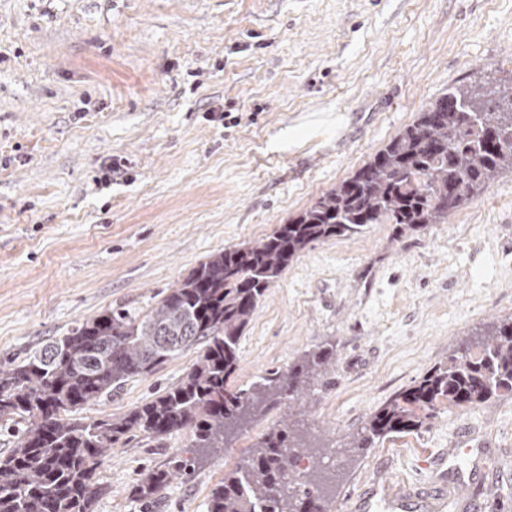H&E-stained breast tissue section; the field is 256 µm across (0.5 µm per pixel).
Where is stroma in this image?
<instances>
[{"label":"stroma","instance_id":"35a3bbf8","mask_svg":"<svg viewBox=\"0 0 512 512\" xmlns=\"http://www.w3.org/2000/svg\"><path fill=\"white\" fill-rule=\"evenodd\" d=\"M512 77V0H0V366L122 306L156 307L224 248L271 234L350 176L448 88ZM512 314V173L447 223L372 224L317 242L260 301L239 345L248 387L334 355L287 418L269 399L195 453L191 430L131 435L98 469L93 512H206L224 473L288 426L328 507L373 481L434 488L448 453L495 463L475 512H512V396L439 406L356 448L370 416ZM199 347L81 414L120 416L179 382ZM194 464L152 501L136 480Z\"/></svg>","mask_w":512,"mask_h":512}]
</instances>
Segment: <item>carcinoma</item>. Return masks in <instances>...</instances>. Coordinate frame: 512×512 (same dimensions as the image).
I'll list each match as a JSON object with an SVG mask.
<instances>
[{
	"label": "carcinoma",
	"mask_w": 512,
	"mask_h": 512,
	"mask_svg": "<svg viewBox=\"0 0 512 512\" xmlns=\"http://www.w3.org/2000/svg\"><path fill=\"white\" fill-rule=\"evenodd\" d=\"M512 172V84L454 86L432 101L361 167L265 239L226 248L196 267L144 314L110 308L79 323L22 361L0 367V426L16 448L0 456V512H90L102 492L97 470L130 433L158 440L190 429L195 448L224 455V430L271 396L298 398L332 352L308 353L247 388H234L239 341L261 298L308 246L349 237L371 224L401 234L448 216L504 172ZM199 346L181 381L120 416H78L128 380ZM512 395V314L493 322L378 409L365 448L376 438L421 428L438 404L461 407ZM299 450L286 430L267 434L247 464L224 474L207 512H328L303 476L292 477ZM174 456L143 474L137 495L153 498L189 474Z\"/></svg>",
	"instance_id": "cac0c4a2"
}]
</instances>
